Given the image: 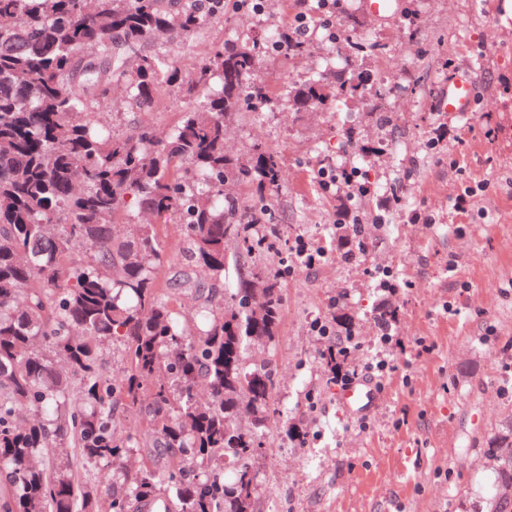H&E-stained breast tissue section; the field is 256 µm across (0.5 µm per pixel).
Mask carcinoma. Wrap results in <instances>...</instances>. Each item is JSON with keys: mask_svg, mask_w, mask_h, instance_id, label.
I'll use <instances>...</instances> for the list:
<instances>
[{"mask_svg": "<svg viewBox=\"0 0 512 512\" xmlns=\"http://www.w3.org/2000/svg\"><path fill=\"white\" fill-rule=\"evenodd\" d=\"M222 18L224 0H0V512H137L158 498L166 512H254L259 443L237 416L245 407L259 425L275 408L272 371L244 345L273 339L282 289L258 268L230 292L215 284L228 240L250 255L280 238L267 208L230 194L255 179L276 192L278 155L224 149L232 116L274 105L261 64L279 33L211 43L192 65L149 50ZM369 80L318 77L288 98L298 111L340 104ZM164 86L194 105L163 138L143 122L116 133L98 109L119 88L148 112ZM172 212L182 272L164 280L166 236L141 217ZM192 290L207 296L188 318ZM130 410L152 434L147 450L121 426ZM483 453L496 474L485 512H512V415ZM83 462L112 472L106 497Z\"/></svg>", "mask_w": 512, "mask_h": 512, "instance_id": "carcinoma-1", "label": "carcinoma"}]
</instances>
